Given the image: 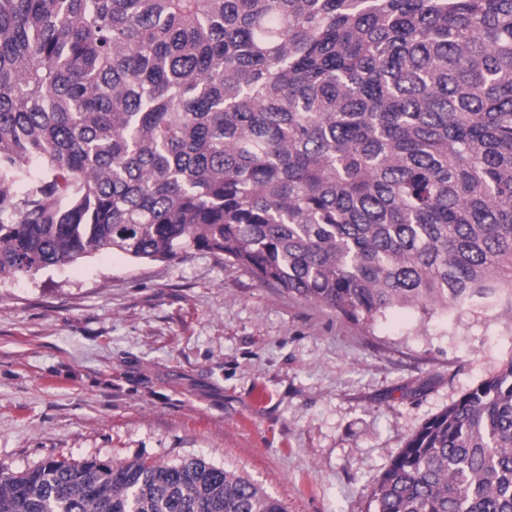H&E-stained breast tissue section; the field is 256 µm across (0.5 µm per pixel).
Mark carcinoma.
Masks as SVG:
<instances>
[{
  "mask_svg": "<svg viewBox=\"0 0 512 512\" xmlns=\"http://www.w3.org/2000/svg\"><path fill=\"white\" fill-rule=\"evenodd\" d=\"M208 251L373 325L512 313V0H0V278ZM374 512H512V359ZM0 512H286L192 458L0 466Z\"/></svg>",
  "mask_w": 512,
  "mask_h": 512,
  "instance_id": "carcinoma-1",
  "label": "carcinoma"
}]
</instances>
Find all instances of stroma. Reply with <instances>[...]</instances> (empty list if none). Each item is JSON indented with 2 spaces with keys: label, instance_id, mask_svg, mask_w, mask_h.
I'll list each match as a JSON object with an SVG mask.
<instances>
[{
  "label": "stroma",
  "instance_id": "1",
  "mask_svg": "<svg viewBox=\"0 0 512 512\" xmlns=\"http://www.w3.org/2000/svg\"><path fill=\"white\" fill-rule=\"evenodd\" d=\"M511 358L493 311L367 327L210 253L100 251L0 279V464L198 457L287 512H373L408 439Z\"/></svg>",
  "mask_w": 512,
  "mask_h": 512
}]
</instances>
